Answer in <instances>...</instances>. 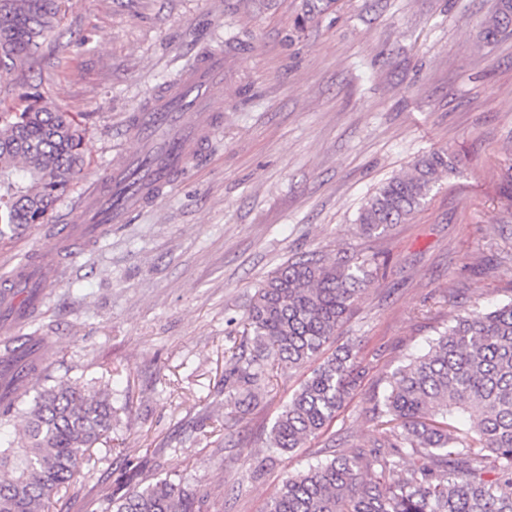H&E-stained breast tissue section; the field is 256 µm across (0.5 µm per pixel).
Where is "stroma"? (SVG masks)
<instances>
[{
	"mask_svg": "<svg viewBox=\"0 0 512 512\" xmlns=\"http://www.w3.org/2000/svg\"><path fill=\"white\" fill-rule=\"evenodd\" d=\"M498 0H338L289 39L300 0H69L40 66L0 92L13 104L38 85L86 126V174L50 223L0 245V278L53 227L79 212L87 188L136 146L133 112L198 54L244 39L216 103L224 122L154 207L113 225L78 259L20 335L41 337L42 376L108 389V437L85 478L48 512H95L116 484L185 477L213 512H265L282 478L335 453L370 449L372 405L386 379L424 353L457 303L512 300V39L487 41ZM85 45H71L76 33ZM447 151L454 173L423 208L365 238L354 220L385 179ZM375 262L379 271L336 332L366 369L319 439L270 456L280 407L303 378L271 373L249 411L230 412L224 372L250 351L255 286L304 254Z\"/></svg>",
	"mask_w": 512,
	"mask_h": 512,
	"instance_id": "35a3bbf8",
	"label": "stroma"
}]
</instances>
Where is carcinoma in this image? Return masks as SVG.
Instances as JSON below:
<instances>
[{
	"label": "carcinoma",
	"mask_w": 512,
	"mask_h": 512,
	"mask_svg": "<svg viewBox=\"0 0 512 512\" xmlns=\"http://www.w3.org/2000/svg\"><path fill=\"white\" fill-rule=\"evenodd\" d=\"M65 0H0V78L33 67L55 37ZM335 0H302L295 32ZM512 35V0H499L485 37ZM19 112L0 110V243L52 218L84 172L83 134L69 112L35 87ZM445 152L418 158L381 183L360 208L359 235L372 237L420 209L453 172ZM370 271L344 260L306 257L279 266L247 310L253 353L236 357L224 378L238 411L278 368L311 363L336 336L369 283ZM362 377L356 356L333 352L312 368L282 405L269 448L286 454L324 434ZM373 407L371 449L335 455L285 476L265 512H512V300L486 311L461 308L436 330L426 353L388 378ZM28 392L0 396V425ZM112 430L103 389L67 381L45 386L26 411L20 441L0 447V512H44L81 477L87 451ZM96 512H210L208 497L181 476L105 495Z\"/></svg>",
	"instance_id": "obj_1"
}]
</instances>
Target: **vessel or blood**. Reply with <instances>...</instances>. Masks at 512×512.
<instances>
[{"label": "vessel or blood", "mask_w": 512, "mask_h": 512, "mask_svg": "<svg viewBox=\"0 0 512 512\" xmlns=\"http://www.w3.org/2000/svg\"><path fill=\"white\" fill-rule=\"evenodd\" d=\"M226 64L224 50L206 52L162 97L137 112L132 132L142 140H158L157 150L139 151L116 163L71 224L57 230L56 249L35 252L0 283V322L6 329L22 325L25 305H37L58 281L63 258H75L111 225L128 223L175 184L223 120L211 95L224 86Z\"/></svg>", "instance_id": "1"}]
</instances>
